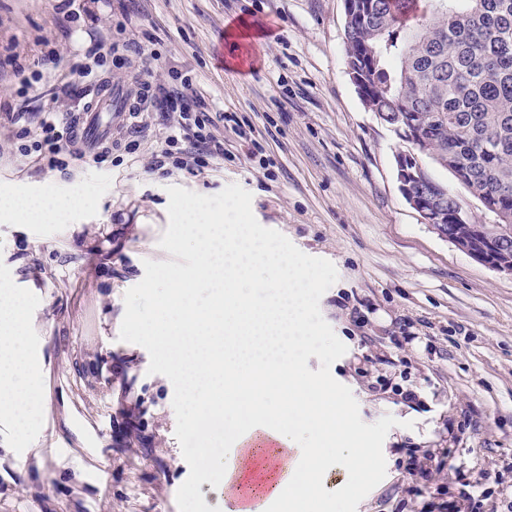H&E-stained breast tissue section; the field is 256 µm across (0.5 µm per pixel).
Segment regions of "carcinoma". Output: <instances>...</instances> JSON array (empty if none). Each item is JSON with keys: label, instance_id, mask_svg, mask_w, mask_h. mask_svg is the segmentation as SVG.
<instances>
[{"label": "carcinoma", "instance_id": "1", "mask_svg": "<svg viewBox=\"0 0 512 512\" xmlns=\"http://www.w3.org/2000/svg\"><path fill=\"white\" fill-rule=\"evenodd\" d=\"M418 0H356L362 17L345 28L346 65L362 80L372 112H390L496 216L460 224L461 199L432 180L428 194L448 208V234L501 243L512 261V0H426L415 24L402 16Z\"/></svg>", "mask_w": 512, "mask_h": 512}]
</instances>
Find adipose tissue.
I'll list each match as a JSON object with an SVG mask.
<instances>
[{"mask_svg":"<svg viewBox=\"0 0 512 512\" xmlns=\"http://www.w3.org/2000/svg\"><path fill=\"white\" fill-rule=\"evenodd\" d=\"M76 198L18 193L0 198V214L22 224H45L76 205ZM184 222L199 256L192 280L162 270L172 291L143 327L158 355L183 382L200 418L222 422L234 455L224 464V493L264 488L268 500L298 512L323 497L324 459L338 467L370 469L369 447L341 397L311 384L305 354L316 340L309 302L316 274L301 260L256 237L250 225L221 224L207 200L186 207ZM216 289L200 308L192 285ZM28 300L0 283V417L25 426L42 403V372L30 348ZM262 373L254 387L250 379ZM260 438L265 457L243 443Z\"/></svg>","mask_w":512,"mask_h":512,"instance_id":"ef3b65f1","label":"adipose tissue"}]
</instances>
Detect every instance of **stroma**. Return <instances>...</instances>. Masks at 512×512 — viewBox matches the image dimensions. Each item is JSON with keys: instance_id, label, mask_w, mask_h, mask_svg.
Listing matches in <instances>:
<instances>
[{"instance_id": "obj_1", "label": "stroma", "mask_w": 512, "mask_h": 512, "mask_svg": "<svg viewBox=\"0 0 512 512\" xmlns=\"http://www.w3.org/2000/svg\"><path fill=\"white\" fill-rule=\"evenodd\" d=\"M58 0H0V102L76 112L52 101L36 73L67 72L83 30L139 40L142 61L105 55L102 78L124 88L186 73L213 111L255 127L271 169L220 128L224 160L200 173L152 170L165 131L144 130L134 153L67 168L10 163L0 129V196L79 198L49 224L0 220V282L30 293V343L42 358L45 405L27 434L0 420V512H178L189 475L175 437L170 380L120 341L124 295L145 260L166 261L168 187L215 195L236 183L264 227L332 262L337 281L320 310L347 352L331 374L349 387L363 422L398 419L387 472L357 512H433L451 482L441 460L484 475L512 502V275L489 269L424 224L399 190L396 156L409 146L363 103L346 67L343 0H94L74 19ZM363 320L354 323L351 311ZM410 324L413 339L399 341ZM414 392L415 401L404 398ZM425 457L423 483L404 449Z\"/></svg>"}]
</instances>
